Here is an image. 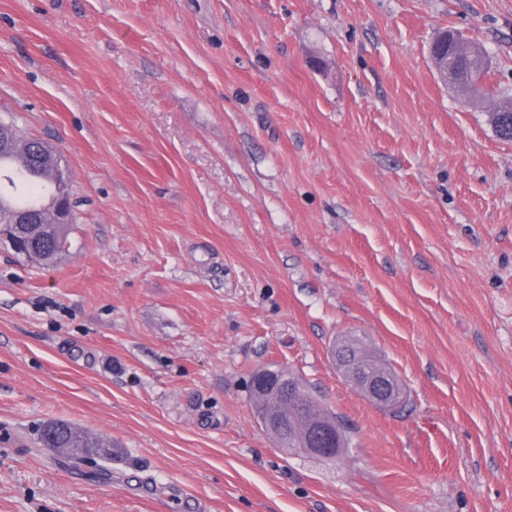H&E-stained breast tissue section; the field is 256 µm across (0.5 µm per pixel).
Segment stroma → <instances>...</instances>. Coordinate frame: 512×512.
<instances>
[{
  "label": "stroma",
  "instance_id": "obj_1",
  "mask_svg": "<svg viewBox=\"0 0 512 512\" xmlns=\"http://www.w3.org/2000/svg\"><path fill=\"white\" fill-rule=\"evenodd\" d=\"M443 29L482 95L440 78ZM505 98L512 0H0V120L80 202L57 266L0 249V512H512ZM268 365L339 417L336 459L256 424ZM52 420L111 462L38 447ZM462 42H458L451 33L442 34L430 48V53L435 60L438 70L441 74L450 76L448 71V56L452 57L453 53L462 52ZM468 54H477L483 53L484 64L481 62H471V57L466 55L464 57L459 56L456 60H453L449 63V67L451 68L453 80L458 86H467L469 89L473 90L475 93H481L482 87L480 85L483 76L486 73V56L485 53L482 52L481 48L470 45L467 48ZM350 341L354 342L364 360L349 345H341L337 348L336 356L346 380L360 388L374 404L384 408L393 407L396 397L393 378L381 371L368 370L364 361L372 367L387 370L386 367L380 366L382 364L368 352L360 340Z\"/></svg>",
  "mask_w": 512,
  "mask_h": 512
}]
</instances>
